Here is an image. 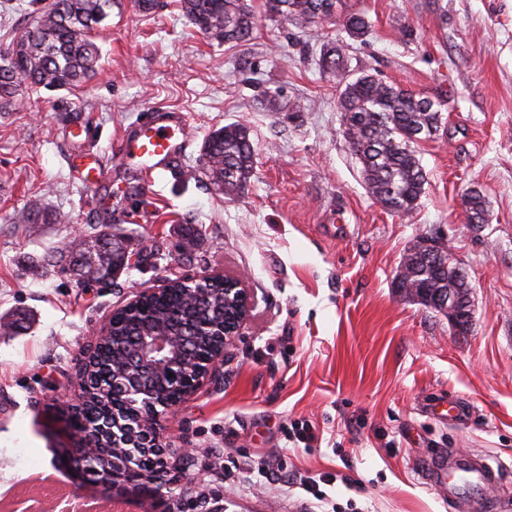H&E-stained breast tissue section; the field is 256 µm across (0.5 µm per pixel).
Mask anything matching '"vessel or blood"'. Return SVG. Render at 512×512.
<instances>
[{
  "mask_svg": "<svg viewBox=\"0 0 512 512\" xmlns=\"http://www.w3.org/2000/svg\"><path fill=\"white\" fill-rule=\"evenodd\" d=\"M179 115L152 114L135 131L122 134L119 147L122 156L137 160L147 180H155L163 174L174 158L184 154L188 148L187 136ZM69 172L75 173L83 188L94 189L105 176V170L96 153L76 156L68 162ZM448 481L445 488L450 501L466 500L469 512H483L485 504L469 499L471 489L486 490L499 485L501 472L485 459L475 455L457 456L448 454Z\"/></svg>",
  "mask_w": 512,
  "mask_h": 512,
  "instance_id": "1",
  "label": "vessel or blood"
}]
</instances>
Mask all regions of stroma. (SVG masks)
<instances>
[{
  "instance_id": "1",
  "label": "stroma",
  "mask_w": 512,
  "mask_h": 512,
  "mask_svg": "<svg viewBox=\"0 0 512 512\" xmlns=\"http://www.w3.org/2000/svg\"><path fill=\"white\" fill-rule=\"evenodd\" d=\"M252 2L250 40L219 44L177 0L148 13L112 0L94 78L68 91L21 84L0 112V319L30 315L0 332V485L23 478L21 454L71 472L60 402L79 391L83 351L142 288L206 272L243 276L252 308L223 377L163 417L168 450L194 451L176 484L220 496L224 512H462L427 480L452 448L503 467L488 498L512 499V0H346L371 23L362 42L340 22L302 29ZM328 37L349 42L353 71L446 99L438 134L416 145L427 183L409 215L364 188L340 90L317 64ZM268 89L287 111H267ZM161 109L182 113L191 145L149 191L119 136ZM229 123L248 128L256 157L232 200L201 170L204 139ZM76 124L108 161L91 193L66 166L82 144ZM473 190L482 224L460 207ZM36 208L62 223H15ZM100 219L133 247L160 245L153 265L100 285L46 262ZM187 224L200 236L186 255L177 246ZM428 235L444 236L468 275L467 330L394 286L407 249ZM451 398L470 407L461 423L432 413ZM303 421L320 444L293 441ZM271 455L287 467L261 478L253 462ZM307 471L336 476L323 500L294 486ZM345 476L361 489L345 488Z\"/></svg>"
}]
</instances>
